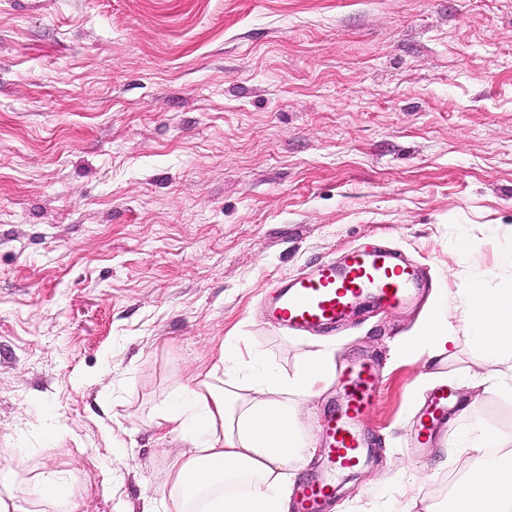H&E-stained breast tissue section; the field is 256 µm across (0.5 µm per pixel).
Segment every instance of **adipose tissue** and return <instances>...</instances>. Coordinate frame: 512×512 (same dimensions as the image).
<instances>
[{
    "mask_svg": "<svg viewBox=\"0 0 512 512\" xmlns=\"http://www.w3.org/2000/svg\"><path fill=\"white\" fill-rule=\"evenodd\" d=\"M470 306L454 324L442 297H435L394 353L410 358L429 349L446 354L459 338L475 342L485 359H512V280L488 286L482 274L469 281ZM334 344L313 340L292 372L264 364L253 345L233 358L218 356L184 391L182 402L160 408L155 422L185 451L161 490L164 512H288L298 469L316 452L298 423L301 406L318 397L335 375ZM473 459L442 512H512L503 496L512 487V437L484 427L461 449Z\"/></svg>",
    "mask_w": 512,
    "mask_h": 512,
    "instance_id": "1",
    "label": "adipose tissue"
}]
</instances>
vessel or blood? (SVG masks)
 I'll return each instance as SVG.
<instances>
[{
  "label": "vessel or blood",
  "instance_id": "vessel-or-blood-1",
  "mask_svg": "<svg viewBox=\"0 0 512 512\" xmlns=\"http://www.w3.org/2000/svg\"><path fill=\"white\" fill-rule=\"evenodd\" d=\"M423 282L422 269L397 250L374 245L348 249L339 259L279 278L265 302L270 323L303 333H328L359 313L363 302L392 310L409 304ZM343 405L320 421L323 435V472L296 489L294 512H323L332 501L338 472L359 467L367 444L359 423L379 389L372 365L344 370ZM451 403L447 389L434 391L416 420V441H424L441 425Z\"/></svg>",
  "mask_w": 512,
  "mask_h": 512
}]
</instances>
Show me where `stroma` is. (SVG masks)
Returning a JSON list of instances; mask_svg holds the SVG:
<instances>
[{"mask_svg":"<svg viewBox=\"0 0 512 512\" xmlns=\"http://www.w3.org/2000/svg\"><path fill=\"white\" fill-rule=\"evenodd\" d=\"M381 241L460 313L471 273L512 278V0H0V488L22 512H49L27 492L49 473L80 512L159 507V407L229 336L293 371L308 338L262 298ZM420 315L335 331L381 388L327 512H423L470 465L452 442L512 433V362L465 339L393 360ZM443 382L448 430L415 447Z\"/></svg>","mask_w":512,"mask_h":512,"instance_id":"obj_1","label":"stroma"}]
</instances>
